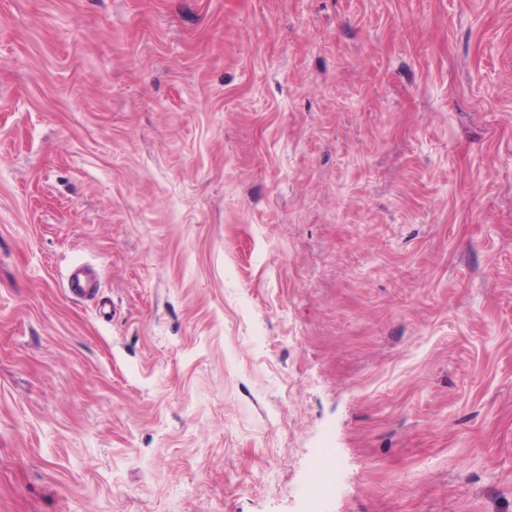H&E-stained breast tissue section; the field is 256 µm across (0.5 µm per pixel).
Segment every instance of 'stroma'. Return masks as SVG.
Listing matches in <instances>:
<instances>
[{
	"label": "stroma",
	"instance_id": "obj_1",
	"mask_svg": "<svg viewBox=\"0 0 512 512\" xmlns=\"http://www.w3.org/2000/svg\"><path fill=\"white\" fill-rule=\"evenodd\" d=\"M0 512H512V0H0ZM96 288H99L97 276L90 266L80 265L69 272L66 290L71 298H88L94 294Z\"/></svg>",
	"mask_w": 512,
	"mask_h": 512
}]
</instances>
